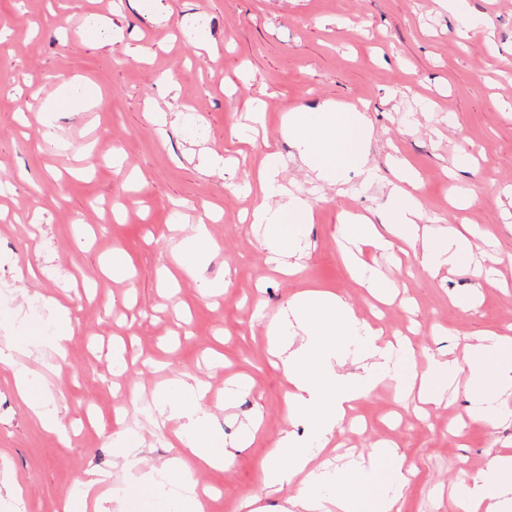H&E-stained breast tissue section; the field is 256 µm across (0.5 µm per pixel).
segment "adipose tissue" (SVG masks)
<instances>
[{"label":"adipose tissue","mask_w":512,"mask_h":512,"mask_svg":"<svg viewBox=\"0 0 512 512\" xmlns=\"http://www.w3.org/2000/svg\"><path fill=\"white\" fill-rule=\"evenodd\" d=\"M285 126L308 169L322 182L337 183L348 170L367 165L371 126L355 106L326 102L311 111L289 113ZM256 183L261 200L251 222L264 228L268 251L278 255L297 252L301 228L313 221L312 207L281 182L275 161L264 164ZM417 190V175L399 168L390 189L392 218L386 231H379L364 214L346 215L344 221L361 245L388 253L396 244L406 245L431 277L469 272L474 247L477 241L486 240V232L453 224L423 225ZM45 305L50 329L28 328L12 336L0 348V365L11 369L17 395L42 427L63 440L67 437L65 424L44 411L39 385L14 360L15 353L28 348L47 346L64 351L71 340L74 329L69 308L52 298L46 299ZM267 341L292 388L288 417L303 423L302 433L281 432L263 472L265 486L295 487L278 512H360L357 497L337 492L336 487L349 473L372 479L376 461L384 462L389 474L379 494L378 512H396L414 466L393 444H382L374 449L371 460L354 459L342 469L315 462L355 403L385 380H396L403 395H416L421 403L431 405L441 404L448 389L461 385L472 404L471 418L493 429L512 419L509 336L485 333L467 345L462 359L431 361L428 370L418 374L409 342L384 341L341 296L312 286L295 294L269 325ZM206 393L202 382L182 379L157 391L154 409L159 418L183 421L179 436L183 452L148 471H140L138 460L127 458L126 432L113 433L115 456L122 459L126 469L139 473L141 512H167L172 505L178 512H203L194 472L228 468L237 451L257 432L258 424L252 420L235 440L221 442L214 416L204 403ZM454 506L457 512H512V455L493 456L484 470L463 485Z\"/></svg>","instance_id":"obj_1"}]
</instances>
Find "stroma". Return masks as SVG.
I'll return each mask as SVG.
<instances>
[{
    "label": "stroma",
    "mask_w": 512,
    "mask_h": 512,
    "mask_svg": "<svg viewBox=\"0 0 512 512\" xmlns=\"http://www.w3.org/2000/svg\"><path fill=\"white\" fill-rule=\"evenodd\" d=\"M470 6L475 29L462 40L445 0H0V179L9 182L0 193V303L44 325L51 297L74 326L63 353L16 356L43 381L45 408L67 421V440L41 428L0 368V474L20 487L23 512H61L93 467L112 474L95 496L134 491L110 436L133 428L130 452L144 468L174 456L182 422L155 423L153 397L190 376L207 383L225 438L261 417L233 465L195 473L212 491L206 512H238L250 495L273 508L292 495L261 482L290 390L266 329L307 285L335 291L385 338L405 334L420 371L430 358L462 357L482 331L512 326V264L486 279H433L413 256L390 261L366 247L367 266L395 285L377 305L344 261L341 214L387 223L399 163L420 179L424 225L488 230L500 252H512V196L503 193L512 186V0ZM65 82L82 97L47 116ZM326 100L371 120L373 180L353 171L336 185L316 180L285 136V116ZM212 155L234 173L209 171ZM272 155L314 214L294 278L266 263L262 236L245 219L258 202L255 173ZM208 212L217 220L203 275L225 285L210 297L186 275L162 279L177 272L181 239ZM116 253L129 275L106 273ZM470 293L475 310L451 301ZM116 342L126 347L119 371L108 360ZM467 408L460 395L418 418L390 382L357 404L364 430L342 427L333 442L362 455L395 442L416 468L401 512H454L464 475L512 454V426L469 422L462 437L449 435Z\"/></svg>",
    "instance_id": "stroma-1"
}]
</instances>
